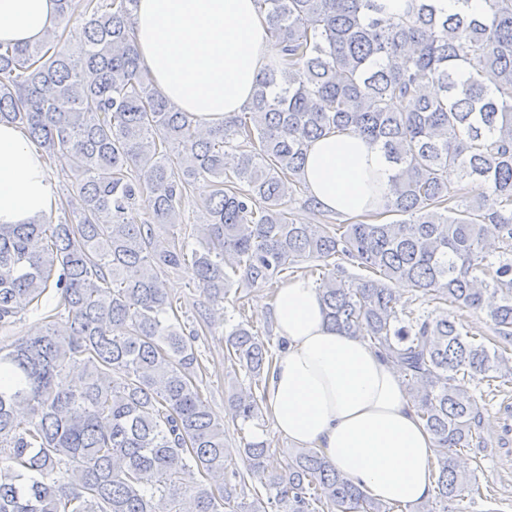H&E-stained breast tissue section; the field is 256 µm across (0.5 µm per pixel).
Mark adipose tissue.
<instances>
[{"mask_svg": "<svg viewBox=\"0 0 512 512\" xmlns=\"http://www.w3.org/2000/svg\"><path fill=\"white\" fill-rule=\"evenodd\" d=\"M55 17V0H0V43H33ZM134 38L156 89L207 127L249 102L269 53L254 0H138ZM390 174L376 146L354 133H333L309 148L304 180L324 209L357 217L377 212ZM57 206L41 150L18 127L0 123V224H28ZM271 314L286 343L266 390L278 433L318 449L374 500H424L434 486V443L397 366L331 328L306 280L280 288Z\"/></svg>", "mask_w": 512, "mask_h": 512, "instance_id": "adipose-tissue-1", "label": "adipose tissue"}]
</instances>
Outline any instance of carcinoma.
I'll use <instances>...</instances> for the list:
<instances>
[{
	"label": "carcinoma",
	"instance_id": "carcinoma-1",
	"mask_svg": "<svg viewBox=\"0 0 512 512\" xmlns=\"http://www.w3.org/2000/svg\"><path fill=\"white\" fill-rule=\"evenodd\" d=\"M57 27L0 44V122L68 159L72 218L0 224V329L54 313L0 346V512H397L371 499L316 448L281 467L256 436L225 473L224 420L195 378V343L226 322L224 359L252 387L228 398L236 431L263 418L275 353L245 317L244 294L302 261L328 268L318 292L330 324L396 363L435 445L434 493L448 512L464 485L461 455L480 448L483 413L469 384H512V0L480 16L432 0H256L273 59L242 112L206 132L154 87L132 37L137 0H56ZM351 130L393 168L385 223L296 224L285 198L306 192L309 146ZM210 177L190 245V185ZM466 182L475 190L459 192ZM366 274L350 279L341 261ZM186 272L206 301L190 323L163 276ZM427 301L486 313L476 336ZM79 369V388L65 373ZM201 479H196V476ZM47 309L44 308V304L38 310H30L23 314L20 319L7 331H0V344L1 346L10 345L15 343L33 333L36 327L43 324V317L48 315L54 306L55 302H51Z\"/></svg>",
	"mask_w": 512,
	"mask_h": 512
}]
</instances>
